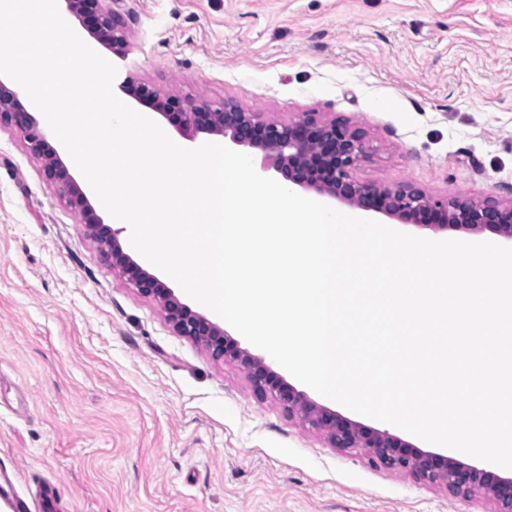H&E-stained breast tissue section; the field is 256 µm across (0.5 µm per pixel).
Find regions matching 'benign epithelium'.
Returning a JSON list of instances; mask_svg holds the SVG:
<instances>
[{
  "label": "benign epithelium",
  "instance_id": "obj_1",
  "mask_svg": "<svg viewBox=\"0 0 512 512\" xmlns=\"http://www.w3.org/2000/svg\"><path fill=\"white\" fill-rule=\"evenodd\" d=\"M103 2L66 0L70 12L94 22L93 35L110 45L113 53L121 55L126 47L125 32ZM123 91L179 128L195 134L222 135L236 145L260 150L276 172L293 186L314 189L402 224L435 230L488 229L512 241V201L504 203L491 196L476 201L466 195L434 198L408 184L378 187L357 180L354 171L365 160L366 150L362 132L346 121L324 119L316 112H303L287 122L271 121L258 112L245 111L233 100L216 108L197 105L130 80ZM2 121L24 134L33 153L43 160L47 181L67 195L70 206L81 213L89 233L112 259V266L141 294L162 303L179 335L202 341L217 359L243 366L260 395L269 394L288 410L297 411L310 425L329 434L336 447L367 448L372 461L387 469L411 470L430 482H444L450 491L466 498L480 493L496 504V512H512V477L445 455L422 452L396 435L353 422L316 404L262 360L250 355L217 324L181 303L170 289L124 252L110 228L95 216L66 165L48 148L45 136L32 115L24 110L17 92L0 80Z\"/></svg>",
  "mask_w": 512,
  "mask_h": 512
}]
</instances>
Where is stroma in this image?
<instances>
[{
  "instance_id": "1",
  "label": "stroma",
  "mask_w": 512,
  "mask_h": 512,
  "mask_svg": "<svg viewBox=\"0 0 512 512\" xmlns=\"http://www.w3.org/2000/svg\"><path fill=\"white\" fill-rule=\"evenodd\" d=\"M133 79L364 133L359 181L512 200V0H115ZM0 469L46 512H495L372 464L177 334L0 124Z\"/></svg>"
}]
</instances>
